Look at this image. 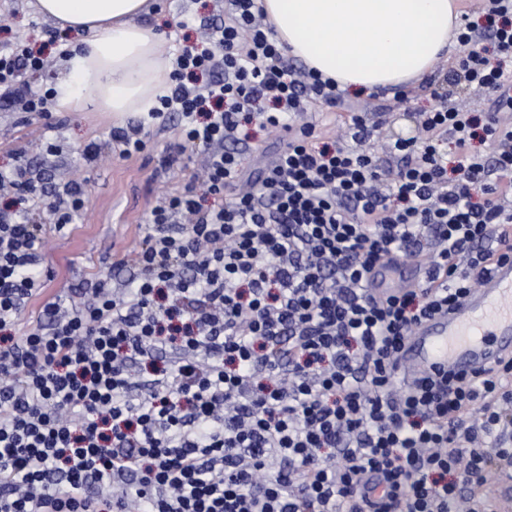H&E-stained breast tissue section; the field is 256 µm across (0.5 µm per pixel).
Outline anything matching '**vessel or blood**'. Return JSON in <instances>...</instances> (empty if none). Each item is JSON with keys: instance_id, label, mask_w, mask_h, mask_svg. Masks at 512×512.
I'll list each match as a JSON object with an SVG mask.
<instances>
[{"instance_id": "obj_1", "label": "vessel or blood", "mask_w": 512, "mask_h": 512, "mask_svg": "<svg viewBox=\"0 0 512 512\" xmlns=\"http://www.w3.org/2000/svg\"><path fill=\"white\" fill-rule=\"evenodd\" d=\"M415 262H390L375 271L371 291L383 297L421 281ZM512 352V262H497L491 273L450 311L424 321L400 354V372L409 377L441 365L449 374L471 373Z\"/></svg>"}]
</instances>
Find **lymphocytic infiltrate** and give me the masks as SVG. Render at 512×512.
Masks as SVG:
<instances>
[{"instance_id": "lymphocytic-infiltrate-1", "label": "lymphocytic infiltrate", "mask_w": 512, "mask_h": 512, "mask_svg": "<svg viewBox=\"0 0 512 512\" xmlns=\"http://www.w3.org/2000/svg\"><path fill=\"white\" fill-rule=\"evenodd\" d=\"M479 10L458 65L510 104L512 0ZM48 64L1 46L0 106L49 117L51 90L30 83ZM170 79L150 113L179 119L163 163L200 146L203 176L113 254L129 280L70 289L25 331L42 248L86 190L0 170V512H492L488 474H512V356L470 376L403 379L398 362L491 257L512 260V123L442 96L385 155L358 114L343 146L303 120L336 83L290 64L257 0H229ZM255 121L285 138L247 181ZM403 256L422 281L375 297L374 270Z\"/></svg>"}]
</instances>
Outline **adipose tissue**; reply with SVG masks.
I'll return each mask as SVG.
<instances>
[{
  "mask_svg": "<svg viewBox=\"0 0 512 512\" xmlns=\"http://www.w3.org/2000/svg\"><path fill=\"white\" fill-rule=\"evenodd\" d=\"M152 0H36L56 26L82 34L55 85L59 110L147 112L172 64L162 33L141 24ZM287 53L336 80L377 93L424 81L455 48L457 0H259Z\"/></svg>",
  "mask_w": 512,
  "mask_h": 512,
  "instance_id": "ef3b65f1",
  "label": "adipose tissue"
}]
</instances>
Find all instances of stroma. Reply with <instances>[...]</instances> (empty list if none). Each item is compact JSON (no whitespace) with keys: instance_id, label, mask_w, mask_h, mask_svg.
I'll list each match as a JSON object with an SVG mask.
<instances>
[{"instance_id":"obj_1","label":"stroma","mask_w":512,"mask_h":512,"mask_svg":"<svg viewBox=\"0 0 512 512\" xmlns=\"http://www.w3.org/2000/svg\"><path fill=\"white\" fill-rule=\"evenodd\" d=\"M33 3L34 0H0V44L9 40H23L35 47L46 44L52 55H59L62 46L49 43L55 27L37 13ZM224 11L225 0H155V10L148 21L162 33L165 53L171 56L179 46L194 41L197 23L223 19ZM180 15L193 19L194 27L176 29L173 20ZM432 80L431 87L410 90L404 99L395 94L346 92L336 110L345 116L362 112L369 122L379 123L373 139L377 145L415 135L419 112L431 107L438 93L446 95L450 102L467 104L471 110H484L488 93L472 91L455 60L438 65ZM53 116L59 125L51 130L46 119L28 118L19 111L0 108V168L14 165L15 151L22 147L29 167L41 173L45 181L78 178L87 182L80 218L68 234L54 238L43 253L39 271L44 288L21 317L25 328L36 322L46 302L59 300L69 284L112 274L118 280H127L128 272L113 273L112 253L140 246L141 226L158 198L179 188L204 160L202 149L193 148L186 151L182 166L159 168V160L178 135L176 121L170 120L155 123L144 153L123 158L106 148L100 160L90 164L83 156L87 143L105 141L111 128L138 125L144 122V115L131 112L116 116L91 109L57 110ZM46 141L56 145L54 154L42 151L41 145Z\"/></svg>"}]
</instances>
